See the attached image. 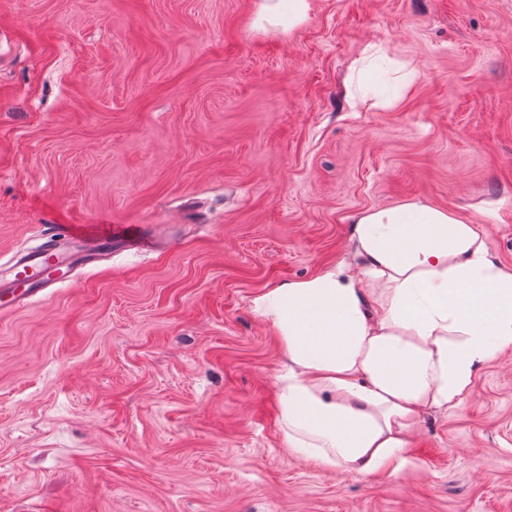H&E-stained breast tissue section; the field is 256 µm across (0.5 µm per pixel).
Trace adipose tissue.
<instances>
[{
  "label": "adipose tissue",
  "mask_w": 512,
  "mask_h": 512,
  "mask_svg": "<svg viewBox=\"0 0 512 512\" xmlns=\"http://www.w3.org/2000/svg\"><path fill=\"white\" fill-rule=\"evenodd\" d=\"M309 0H261L259 27H292ZM353 260L256 295L284 354L276 393L290 456L367 477L411 462L425 415L464 404L512 349V271L482 225L420 201L353 220Z\"/></svg>",
  "instance_id": "adipose-tissue-1"
}]
</instances>
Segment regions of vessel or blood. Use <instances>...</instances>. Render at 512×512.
Instances as JSON below:
<instances>
[{"mask_svg":"<svg viewBox=\"0 0 512 512\" xmlns=\"http://www.w3.org/2000/svg\"><path fill=\"white\" fill-rule=\"evenodd\" d=\"M120 244L138 251L153 249V236L135 224H58L44 246L16 253L0 263V311H11L48 296L53 288L71 280V248H80L94 261L102 246Z\"/></svg>","mask_w":512,"mask_h":512,"instance_id":"b4317fda","label":"vessel or blood"}]
</instances>
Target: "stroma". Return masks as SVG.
<instances>
[{
    "label": "stroma",
    "mask_w": 512,
    "mask_h": 512,
    "mask_svg": "<svg viewBox=\"0 0 512 512\" xmlns=\"http://www.w3.org/2000/svg\"><path fill=\"white\" fill-rule=\"evenodd\" d=\"M0 0V256L56 224H137L0 316V512H512V349L425 416L413 464L289 456L283 352L252 309L412 200L512 270V0ZM404 90L359 88L369 46ZM309 9V0H261L255 22L261 28L282 25L289 29L303 21Z\"/></svg>",
    "instance_id": "obj_1"
}]
</instances>
